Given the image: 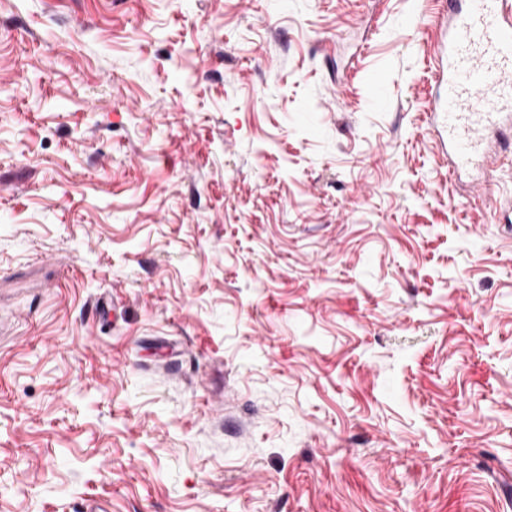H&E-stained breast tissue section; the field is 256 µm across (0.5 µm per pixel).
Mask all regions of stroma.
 <instances>
[{
    "label": "stroma",
    "instance_id": "obj_1",
    "mask_svg": "<svg viewBox=\"0 0 512 512\" xmlns=\"http://www.w3.org/2000/svg\"><path fill=\"white\" fill-rule=\"evenodd\" d=\"M439 9L0 0V512H512V161L448 176Z\"/></svg>",
    "mask_w": 512,
    "mask_h": 512
}]
</instances>
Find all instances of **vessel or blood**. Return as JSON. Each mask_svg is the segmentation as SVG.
I'll use <instances>...</instances> for the list:
<instances>
[{"label":"vessel or blood","mask_w":512,"mask_h":512,"mask_svg":"<svg viewBox=\"0 0 512 512\" xmlns=\"http://www.w3.org/2000/svg\"><path fill=\"white\" fill-rule=\"evenodd\" d=\"M435 27L428 118L448 175L492 173L512 133V0H443Z\"/></svg>","instance_id":"obj_1"}]
</instances>
